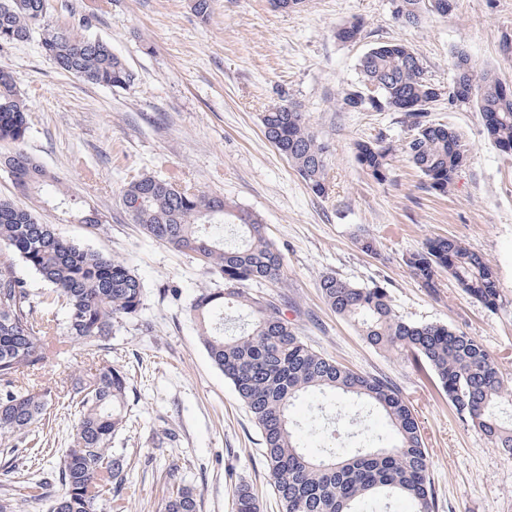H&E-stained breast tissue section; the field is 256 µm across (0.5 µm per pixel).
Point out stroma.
Wrapping results in <instances>:
<instances>
[{"label":"stroma","mask_w":512,"mask_h":512,"mask_svg":"<svg viewBox=\"0 0 512 512\" xmlns=\"http://www.w3.org/2000/svg\"><path fill=\"white\" fill-rule=\"evenodd\" d=\"M48 19L109 42L133 74L126 87L104 88L57 70L38 39L0 45V68L18 76L27 99L24 150L101 223H79L24 196L2 168L0 198L33 210L63 238L126 261L145 287L140 313L96 356L53 344L42 367L19 381L23 389L57 390L98 361L127 373L129 422L112 445L126 454L129 473L123 499L109 512H161L179 486L194 490L199 512H232L231 487L240 481L254 487L260 512H281L260 429L211 363L190 313L199 291L219 280L133 223L121 193L138 172L196 186L259 215L283 257L284 277L250 284L249 292L278 307L313 349L402 392L433 459L436 512H512V458L458 418L422 365L368 346L318 288L327 273L382 285L403 319L476 337L512 379V156L487 137L475 106L443 98L431 119L458 130L470 150L447 195L429 191L401 153L380 183L357 164L353 143L381 134L402 143L408 130L400 113L340 106L359 80L360 58L390 41L416 49L439 85L452 81L459 51L512 85V54L502 51L503 41H512V0H454L450 14L427 11L416 25L398 22L391 0H305L286 12L269 0H212L204 19L188 0H49ZM356 19L360 39H337V30ZM289 102L329 148L327 196H316L263 135V113ZM437 236L462 239L490 260L500 292L496 310L470 298L450 275L436 295L411 275L404 257ZM365 237L377 254L362 251ZM74 413L67 400H53L28 436L0 439V449L13 447L22 460L13 469L0 462V493L48 485L20 512H50L57 492L51 479L69 446ZM291 415L313 455L326 429L351 454L360 446L358 426L391 436L380 412L330 393L300 398Z\"/></svg>","instance_id":"stroma-1"}]
</instances>
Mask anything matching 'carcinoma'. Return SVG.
I'll return each mask as SVG.
<instances>
[{
    "label": "carcinoma",
    "mask_w": 512,
    "mask_h": 512,
    "mask_svg": "<svg viewBox=\"0 0 512 512\" xmlns=\"http://www.w3.org/2000/svg\"><path fill=\"white\" fill-rule=\"evenodd\" d=\"M48 0H0V45L23 42L37 34L40 48L56 69L91 84L123 88L132 75L110 44L47 22ZM363 24L354 20L336 32L342 41L360 37ZM455 82L461 103L478 112H497L500 120L484 127L501 152L512 155V90L488 72H470L469 58L454 56ZM358 85L345 93L341 108L350 110L362 92L360 110L400 112L409 137L394 145L379 136L358 140V165L378 182L388 179L390 161L401 151L425 178L426 187L448 194L467 151L452 127L428 119L436 84L426 76L411 47L385 42L360 59ZM419 103L420 112H404ZM27 103L19 79L0 69V141L21 144L28 133ZM263 134L287 158L308 188L328 193L327 150L310 131L305 116L291 103L262 116ZM17 188L56 209L77 213L84 224H97L93 211L77 207L59 182L21 149L0 157ZM122 202L134 223L151 239L197 257L209 273L224 280L222 288H204L190 310L200 324L211 362L224 373L261 430L264 457L282 512H369V505L393 497L408 512H435L432 458L409 402L388 380L354 371L310 347L279 309L245 291L252 282H279L283 258L268 238L262 220L217 195L194 192L175 180L141 174L122 190ZM208 224L238 229L240 242L228 244L211 236ZM21 260L51 285L37 299L17 275ZM411 274L432 294L446 272L472 299L493 310L500 298L490 261L457 238L438 237L404 260ZM319 288L328 308L354 323L363 341L376 350L406 354L428 367L456 414L477 428L487 443L512 458V423L496 415L502 401L512 399L494 355L478 340L440 323L411 322L396 314L387 288L359 286L334 274ZM144 305L140 278L124 261L61 238L53 225L31 211L0 198V437L26 433L52 402L50 391L17 389L21 375L44 363L48 339L77 342L94 356L123 322ZM334 391L365 401L382 412L393 431L392 441L374 451L344 457L333 441L323 442L322 455L304 451L290 407L300 396ZM129 383L123 371L102 363L85 376L70 379L66 398L78 408L58 472L61 493L51 512H99L105 494L118 499L126 485L128 463L112 448V437L126 424ZM39 485L21 486L0 495V512H19V502ZM233 512H260L253 487L231 489ZM163 512H198L197 495L179 487Z\"/></svg>",
    "instance_id": "1"
}]
</instances>
